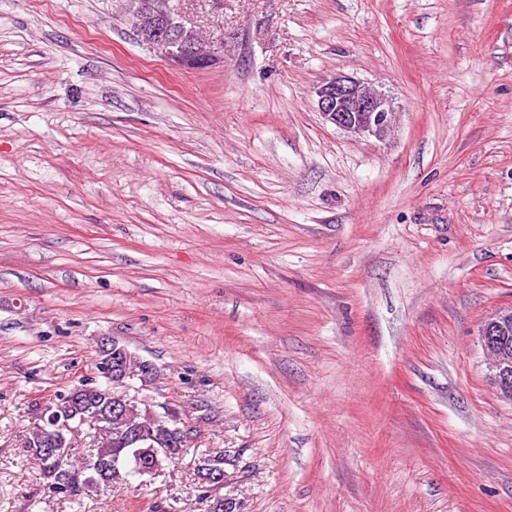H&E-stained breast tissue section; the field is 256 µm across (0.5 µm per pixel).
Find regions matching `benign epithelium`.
Instances as JSON below:
<instances>
[{
  "instance_id": "benign-epithelium-1",
  "label": "benign epithelium",
  "mask_w": 512,
  "mask_h": 512,
  "mask_svg": "<svg viewBox=\"0 0 512 512\" xmlns=\"http://www.w3.org/2000/svg\"><path fill=\"white\" fill-rule=\"evenodd\" d=\"M141 19L138 35L150 47L183 66L204 62L197 48L180 47L185 26L169 0H147ZM313 94L323 121L355 137L382 142L395 120L393 99L352 77L326 79L313 88ZM479 336L488 360V377L500 397L512 404V304L491 312Z\"/></svg>"
}]
</instances>
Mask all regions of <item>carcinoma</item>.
I'll return each mask as SVG.
<instances>
[{"mask_svg":"<svg viewBox=\"0 0 512 512\" xmlns=\"http://www.w3.org/2000/svg\"><path fill=\"white\" fill-rule=\"evenodd\" d=\"M135 371L150 375L153 367L131 352L124 360L123 373L129 375ZM118 395L120 392L117 390L85 380L67 395L58 397L59 404L53 406V411L69 420L70 429L52 442L50 430L39 425L23 439V447L37 461L54 492L65 496L78 495L80 489L72 485L77 475L90 478L104 487L130 483V479L137 478L131 464L133 452L137 449L132 439L137 436L165 444L163 448L145 449V455L158 457L159 470L187 453L189 433L152 419L148 408L139 407L137 401L125 398L126 411L114 414L112 399ZM82 426L91 431L94 443L92 453L86 456L75 454L72 444L73 430ZM194 473L200 495L210 501L209 512H233L224 497L212 496L218 486L213 477L224 473V455H200L194 460Z\"/></svg>","mask_w":512,"mask_h":512,"instance_id":"cac0c4a2","label":"carcinoma"}]
</instances>
